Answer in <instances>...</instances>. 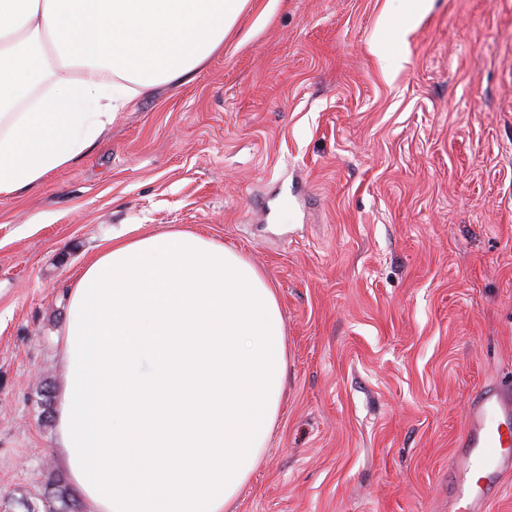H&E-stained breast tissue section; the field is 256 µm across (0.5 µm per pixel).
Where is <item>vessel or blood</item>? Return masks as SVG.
<instances>
[{
	"label": "vessel or blood",
	"mask_w": 512,
	"mask_h": 512,
	"mask_svg": "<svg viewBox=\"0 0 512 512\" xmlns=\"http://www.w3.org/2000/svg\"><path fill=\"white\" fill-rule=\"evenodd\" d=\"M456 478L448 486L449 512H489L512 473V392L485 388L470 404L458 445Z\"/></svg>",
	"instance_id": "b4317fda"
}]
</instances>
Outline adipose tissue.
Masks as SVG:
<instances>
[{
    "label": "adipose tissue",
    "mask_w": 512,
    "mask_h": 512,
    "mask_svg": "<svg viewBox=\"0 0 512 512\" xmlns=\"http://www.w3.org/2000/svg\"><path fill=\"white\" fill-rule=\"evenodd\" d=\"M249 8L0 0V196L75 162L138 96L191 81ZM57 359L54 452L88 512H227L288 371L274 288L245 254L184 230L113 236L71 287Z\"/></svg>",
    "instance_id": "1"
}]
</instances>
